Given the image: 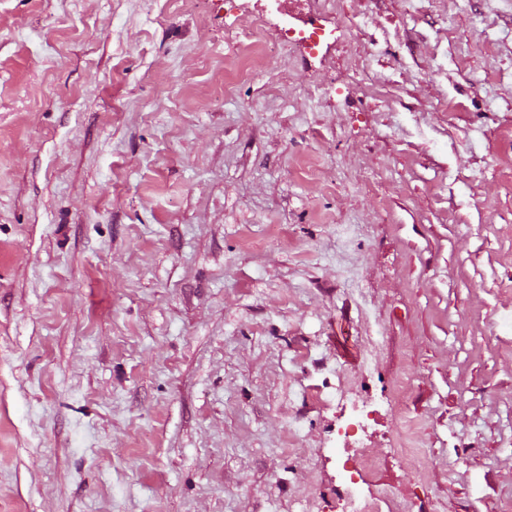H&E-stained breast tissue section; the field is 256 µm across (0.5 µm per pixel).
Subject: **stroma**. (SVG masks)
<instances>
[{"label": "stroma", "mask_w": 512, "mask_h": 512, "mask_svg": "<svg viewBox=\"0 0 512 512\" xmlns=\"http://www.w3.org/2000/svg\"><path fill=\"white\" fill-rule=\"evenodd\" d=\"M264 2L0 0V512H512V0ZM284 36L287 41L307 53L317 51L325 39V31L314 22L310 27H285ZM238 46V57L240 61H245L250 65L254 63L255 67H265L270 64L262 39L257 33L245 36L244 40H235ZM352 462L350 481L344 485L342 491L337 496L338 507L342 512H391L389 498L384 494L359 495L357 491L358 482L353 480L352 475L361 476V472L374 468L375 462L369 457L359 455L347 458L346 462ZM387 509V510H385Z\"/></svg>", "instance_id": "1"}]
</instances>
